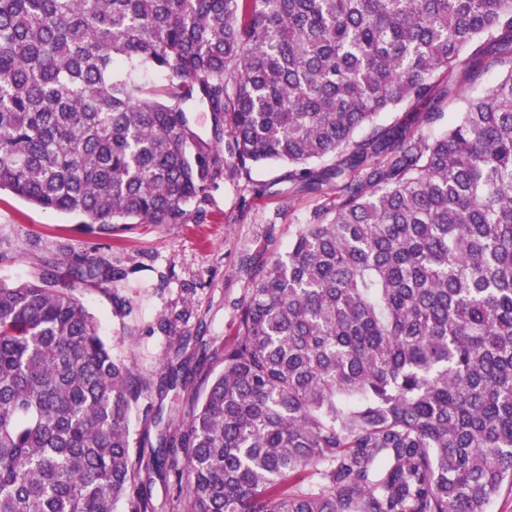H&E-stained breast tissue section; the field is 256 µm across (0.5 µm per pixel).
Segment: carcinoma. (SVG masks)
Here are the masks:
<instances>
[{"label":"carcinoma","mask_w":512,"mask_h":512,"mask_svg":"<svg viewBox=\"0 0 512 512\" xmlns=\"http://www.w3.org/2000/svg\"><path fill=\"white\" fill-rule=\"evenodd\" d=\"M475 61L499 76L465 96ZM271 162L324 204L250 268L222 368L167 362L187 409L155 445L130 433L147 384L73 294L109 258L0 281V512H155L168 466L172 512H486L512 488V0H0L1 193L110 234L198 223L224 168ZM152 481L146 484L147 493L155 506L156 512H170V504L176 496V487L172 474L164 471L163 478L158 475H152Z\"/></svg>","instance_id":"carcinoma-1"}]
</instances>
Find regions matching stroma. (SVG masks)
Segmentation results:
<instances>
[{
  "mask_svg": "<svg viewBox=\"0 0 512 512\" xmlns=\"http://www.w3.org/2000/svg\"><path fill=\"white\" fill-rule=\"evenodd\" d=\"M288 167L223 172L211 189L201 223L143 224L88 235L74 218L0 195V278L33 279L46 270L65 278L66 264L106 254L111 281L75 288L118 359L150 384L131 416L132 433L157 410L180 406L179 390L163 388L168 358L185 337L208 346L232 330L236 305L251 286L249 267L270 252L285 253L297 224L320 197H288Z\"/></svg>",
  "mask_w": 512,
  "mask_h": 512,
  "instance_id": "stroma-1",
  "label": "stroma"
}]
</instances>
